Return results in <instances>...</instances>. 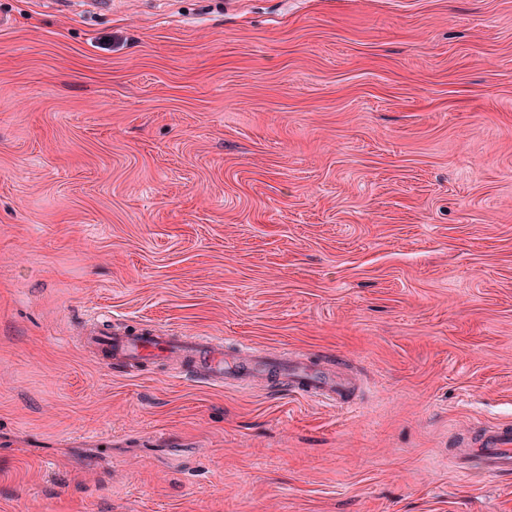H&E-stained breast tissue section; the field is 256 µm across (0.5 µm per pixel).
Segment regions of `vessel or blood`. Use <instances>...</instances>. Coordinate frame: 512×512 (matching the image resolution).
<instances>
[{
  "label": "vessel or blood",
  "mask_w": 512,
  "mask_h": 512,
  "mask_svg": "<svg viewBox=\"0 0 512 512\" xmlns=\"http://www.w3.org/2000/svg\"><path fill=\"white\" fill-rule=\"evenodd\" d=\"M89 347L111 366L130 369L155 359L170 360L175 372L184 367L197 369L209 380L220 382L225 376L239 373L280 372L295 392L328 403L347 394L344 382L326 377L313 366L297 360L289 363L264 358L240 361L228 358L223 342L210 336L159 334L141 329L131 332L90 331L84 338ZM481 464L488 473L512 470V427H498L479 448Z\"/></svg>",
  "instance_id": "1"
}]
</instances>
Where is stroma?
Masks as SVG:
<instances>
[{
    "mask_svg": "<svg viewBox=\"0 0 512 512\" xmlns=\"http://www.w3.org/2000/svg\"><path fill=\"white\" fill-rule=\"evenodd\" d=\"M0 512H512V0H0ZM109 319L297 355L127 373ZM84 342L95 349L108 365L119 369L127 370L149 360L171 358L172 369L176 373L181 374L188 366L215 382H223L224 375L278 370L292 390L325 403H337L336 396L348 393L344 382L338 379L335 383L301 360L282 363L266 360L260 355H251L257 359L248 361L229 359L224 355V343L210 336L158 334L147 329L124 333L93 330L84 337ZM481 464L487 473L512 470V428L508 424L498 427L480 445Z\"/></svg>",
    "mask_w": 512,
    "mask_h": 512,
    "instance_id": "stroma-1",
    "label": "stroma"
}]
</instances>
